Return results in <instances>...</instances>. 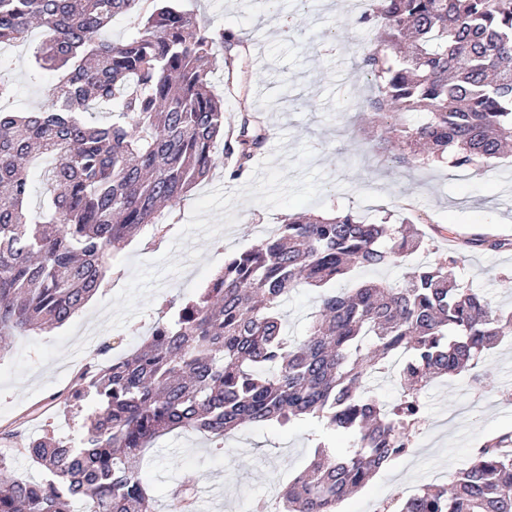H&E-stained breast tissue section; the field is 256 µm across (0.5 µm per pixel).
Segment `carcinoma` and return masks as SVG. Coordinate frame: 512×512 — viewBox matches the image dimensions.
I'll use <instances>...</instances> for the list:
<instances>
[{"label":"carcinoma","instance_id":"carcinoma-1","mask_svg":"<svg viewBox=\"0 0 512 512\" xmlns=\"http://www.w3.org/2000/svg\"><path fill=\"white\" fill-rule=\"evenodd\" d=\"M133 19L124 40L114 17ZM42 28L29 77L41 82L37 112L0 109V337L60 327L102 288L112 254L143 230L157 235L218 160L237 180L267 140L260 118L224 131L210 79L214 54L236 42L182 8L180 0H0V47ZM367 108L379 138L387 114L427 111L400 131L402 162L447 161L480 170L512 141V0H374ZM109 115L94 124L85 114ZM47 160L46 191L28 206L31 157ZM401 224H367L351 212L294 216L276 235L224 262L198 299L162 321L130 356L90 363L63 398L72 411L92 399L81 447L49 430L0 437V473L12 453L43 471L0 484V512H155L142 477L159 438L194 431L223 448L245 423L285 427L311 417L351 436L336 450L320 442L308 468L280 496L278 512H339L346 496L411 448L422 415L418 389L475 366L512 315L457 283L455 257L422 265L397 286L367 282L321 294L307 334L285 332L280 306L295 288H322L349 268L378 269L422 248ZM371 340L374 353L363 352ZM405 355L408 391L391 408L366 388ZM506 434L474 453L451 487L425 489L396 512H512V451ZM170 490L174 512H193L190 491Z\"/></svg>","mask_w":512,"mask_h":512}]
</instances>
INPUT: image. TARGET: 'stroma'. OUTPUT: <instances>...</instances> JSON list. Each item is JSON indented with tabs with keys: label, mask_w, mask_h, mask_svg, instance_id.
<instances>
[{
	"label": "stroma",
	"mask_w": 512,
	"mask_h": 512,
	"mask_svg": "<svg viewBox=\"0 0 512 512\" xmlns=\"http://www.w3.org/2000/svg\"><path fill=\"white\" fill-rule=\"evenodd\" d=\"M200 22L233 31V70L215 59L211 79L224 97V124L256 113L268 140L242 179L224 178L223 166L178 205V221L161 239L141 234L114 253L104 288L65 325L48 333L17 335L0 360V430L40 432L28 420L41 409L59 435L80 434L83 416L63 414L53 395L68 391L102 345L122 338L114 356L135 350L153 325L170 319L175 303L195 297L225 260L274 234L291 215L352 212L377 223L412 222L423 249L379 270L356 268L335 283L350 290L369 279L395 284L415 267L447 260L452 238L482 234L505 240L491 251L458 248L460 283L481 289L494 308L512 311V151L475 174L433 162L395 161L379 149L375 117L364 101L373 81L355 71L373 33L359 22L356 0H183ZM40 30L0 53L12 66L8 112L40 106V87L28 77ZM319 289L300 288L284 304L290 335H305L318 309ZM423 415L411 429L412 448L379 470L346 499L341 512H383L431 485H449L482 444L512 435V335L482 353L477 366L436 381L421 394ZM324 434L315 419L284 428L248 423L214 454L203 435L182 431L160 438L143 472L159 512H170L169 491L187 481L208 488L238 512L243 499L283 488L309 465Z\"/></svg>",
	"instance_id": "obj_1"
}]
</instances>
